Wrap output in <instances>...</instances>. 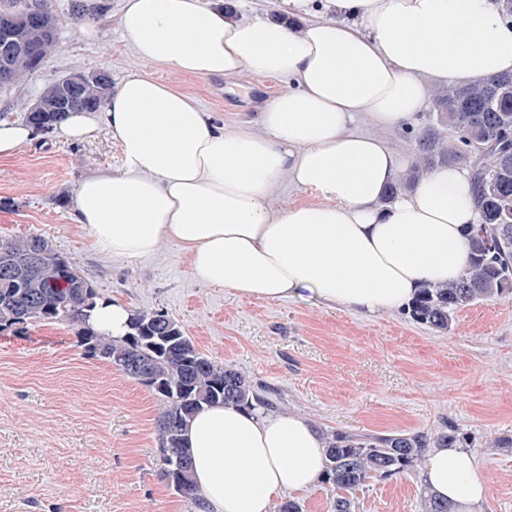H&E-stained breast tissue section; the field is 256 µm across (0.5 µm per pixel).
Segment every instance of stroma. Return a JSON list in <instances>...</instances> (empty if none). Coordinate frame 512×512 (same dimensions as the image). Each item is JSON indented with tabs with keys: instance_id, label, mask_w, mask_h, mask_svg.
<instances>
[{
	"instance_id": "stroma-1",
	"label": "stroma",
	"mask_w": 512,
	"mask_h": 512,
	"mask_svg": "<svg viewBox=\"0 0 512 512\" xmlns=\"http://www.w3.org/2000/svg\"><path fill=\"white\" fill-rule=\"evenodd\" d=\"M60 48L32 79L0 94V115L24 121L46 85L106 69L120 83L135 67L121 40V0L86 37L71 0H52ZM216 123L256 125L284 88L250 72L224 79L155 69ZM116 140L96 129L80 142L36 134L0 160V236L50 238L104 298L165 312L208 358L261 383L279 410L320 430L354 434L455 429L487 486L483 512H512V294L459 309L448 330L407 310L363 317L312 296L241 298L196 280L185 251L113 257L76 224L69 198L99 170H117ZM159 403L144 385L88 358L67 323L0 333V512H195L159 475ZM498 439L508 447H495ZM420 474L373 479L355 491L356 512H418Z\"/></svg>"
}]
</instances>
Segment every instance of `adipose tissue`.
Here are the masks:
<instances>
[{
  "instance_id": "adipose-tissue-1",
  "label": "adipose tissue",
  "mask_w": 512,
  "mask_h": 512,
  "mask_svg": "<svg viewBox=\"0 0 512 512\" xmlns=\"http://www.w3.org/2000/svg\"><path fill=\"white\" fill-rule=\"evenodd\" d=\"M314 0H284L280 21L236 20L201 0H122L119 26L140 67L98 119L71 113L62 137L104 126L120 169L83 178L77 223L113 256L137 262L174 243L193 276L237 296L311 293L371 314L409 305L462 274L478 222L466 171L440 167L390 202L405 164L384 132L408 124L432 85L512 73V20L498 0H332L337 19L296 27ZM284 78L260 132L213 124L188 94L150 74ZM313 202L279 205L284 185ZM194 481L210 512H271L320 479V433L295 413L203 407L187 423ZM422 479L453 512H480L486 486L459 445L428 449Z\"/></svg>"
}]
</instances>
